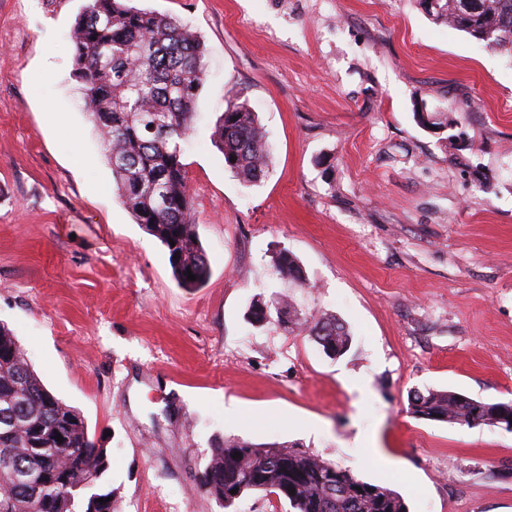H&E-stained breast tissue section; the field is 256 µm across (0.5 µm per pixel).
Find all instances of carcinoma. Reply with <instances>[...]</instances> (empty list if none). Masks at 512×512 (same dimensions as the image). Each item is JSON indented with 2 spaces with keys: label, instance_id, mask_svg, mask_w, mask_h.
Segmentation results:
<instances>
[{
  "label": "carcinoma",
  "instance_id": "1",
  "mask_svg": "<svg viewBox=\"0 0 512 512\" xmlns=\"http://www.w3.org/2000/svg\"><path fill=\"white\" fill-rule=\"evenodd\" d=\"M425 14L512 57V0H435ZM70 40L83 109L99 133L119 198L136 223L168 250L178 284L200 287L209 260L198 236L182 155L208 75L204 44L180 19L131 6L129 0H85ZM211 140L243 186L266 177L270 152L263 127L241 96L229 101ZM274 268L306 286L288 251L277 253ZM189 271L196 280L187 279ZM249 318L258 324L274 318L288 329L308 323L329 357L345 354L351 345L349 330L336 317H301L286 300L273 310L256 300ZM509 408L512 402H482L435 389L415 390L409 398L412 415L458 425L478 410L483 424L493 426ZM11 409L19 413L18 424L0 425V512H116L113 490L103 487L107 449L89 437L77 410L45 387L16 337L0 324V413ZM58 436L63 441H56ZM237 452L241 457L232 458ZM42 471L50 485L33 500L19 481ZM199 489L224 512H232L253 491L284 498L291 512H409L400 492L366 482L328 460L234 437L212 448Z\"/></svg>",
  "mask_w": 512,
  "mask_h": 512
}]
</instances>
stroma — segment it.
Returning <instances> with one entry per match:
<instances>
[{
	"mask_svg": "<svg viewBox=\"0 0 512 512\" xmlns=\"http://www.w3.org/2000/svg\"><path fill=\"white\" fill-rule=\"evenodd\" d=\"M83 4L0 0V323L107 448L117 512H222L197 483L226 437L298 446L410 512H512V432L408 408L512 401V61L418 0H137L209 62L183 156L209 275L186 289L81 108ZM236 94L270 150L250 188L210 140ZM282 296L349 350L249 323ZM274 268L278 275L295 281L301 287L306 286L301 267L286 250H280L275 256ZM310 330L317 344L329 357L341 356L350 348V332L335 316L313 318ZM509 408L512 412V402H482L460 393L435 389L414 390L409 398L410 413L419 419L449 422L460 426L466 422L464 425L468 427L476 426L477 420L468 419L477 409L481 410V425L495 427L499 414ZM439 414H442V417H439Z\"/></svg>",
	"mask_w": 512,
	"mask_h": 512,
	"instance_id": "stroma-1",
	"label": "stroma"
}]
</instances>
